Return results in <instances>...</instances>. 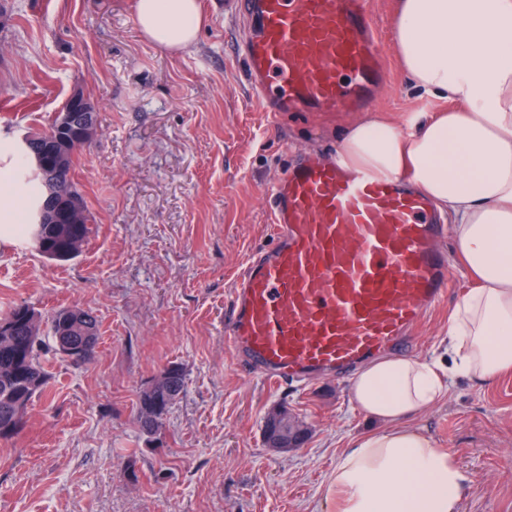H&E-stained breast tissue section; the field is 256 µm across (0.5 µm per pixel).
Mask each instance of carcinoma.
<instances>
[{
    "instance_id": "1",
    "label": "carcinoma",
    "mask_w": 512,
    "mask_h": 512,
    "mask_svg": "<svg viewBox=\"0 0 512 512\" xmlns=\"http://www.w3.org/2000/svg\"><path fill=\"white\" fill-rule=\"evenodd\" d=\"M28 156H41L43 163L36 165L39 184L46 193L52 188L47 182L48 176L56 171L52 155L65 159L66 167L60 171V177L67 183L73 194H80L72 171L77 148L64 139L49 141L36 132L24 140ZM42 207L30 212L34 224V237L39 252L51 261H69L80 252V246L93 232L92 219L88 211H83L80 223L71 224L64 234L56 231L52 224L40 223ZM84 319L71 330V336L78 338L85 333L99 335V324L92 313L83 312ZM4 319L13 324L7 335L0 333V438L19 434L26 426V417H17L19 410L28 409L35 396L48 391L50 374L40 361V352L44 345L43 335L56 338L58 326L55 316L43 318L34 308L20 304L15 306ZM184 389L183 371L179 366L167 368L161 377L141 392L136 419L141 430L155 435L162 427V420L170 406L179 399Z\"/></svg>"
}]
</instances>
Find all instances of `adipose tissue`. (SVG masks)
Listing matches in <instances>:
<instances>
[{"mask_svg":"<svg viewBox=\"0 0 512 512\" xmlns=\"http://www.w3.org/2000/svg\"><path fill=\"white\" fill-rule=\"evenodd\" d=\"M137 25L178 51L200 28L198 0H134ZM394 48L418 90L451 103L400 132L367 116L336 148L355 168L400 174L455 222L454 246L475 288L448 318L445 355L380 358L351 381L376 426L336 458V512H458L472 479L450 448L411 427L453 376L484 387L512 372V0H398Z\"/></svg>","mask_w":512,"mask_h":512,"instance_id":"adipose-tissue-1","label":"adipose tissue"}]
</instances>
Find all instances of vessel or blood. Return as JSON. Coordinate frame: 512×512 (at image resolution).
<instances>
[{
    "label": "vessel or blood",
    "mask_w": 512,
    "mask_h": 512,
    "mask_svg": "<svg viewBox=\"0 0 512 512\" xmlns=\"http://www.w3.org/2000/svg\"><path fill=\"white\" fill-rule=\"evenodd\" d=\"M237 53L272 123L369 106L387 62L369 0H225ZM271 246L254 250L226 301L224 339L277 385L345 376L405 351L448 294V226L402 177L302 156L267 195Z\"/></svg>",
    "instance_id": "b4317fda"
}]
</instances>
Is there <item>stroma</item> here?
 Instances as JSON below:
<instances>
[{
    "label": "stroma",
    "instance_id": "35a3bbf8",
    "mask_svg": "<svg viewBox=\"0 0 512 512\" xmlns=\"http://www.w3.org/2000/svg\"><path fill=\"white\" fill-rule=\"evenodd\" d=\"M199 3L195 44L173 52L142 36L132 0H7L0 17V172L73 90L94 104L99 130L75 168L95 233L64 263L27 237L0 242V315L22 303L45 315L77 306L100 325L89 363L44 356L50 392L33 399L19 435L0 438V512H336V458L370 427L350 378L279 386L244 372L224 342L225 297L249 253L272 241V182L296 153L334 151L358 115L271 126L229 44L224 0ZM395 4L370 0L389 67L369 111L404 132L446 104L409 85ZM449 279L411 356L438 354L472 286L459 262ZM173 365L184 390L147 436L140 393ZM277 410L306 425L301 447L265 446ZM414 425L472 476L459 512H512V374L483 388L453 378Z\"/></svg>",
    "mask_w": 512,
    "mask_h": 512
}]
</instances>
